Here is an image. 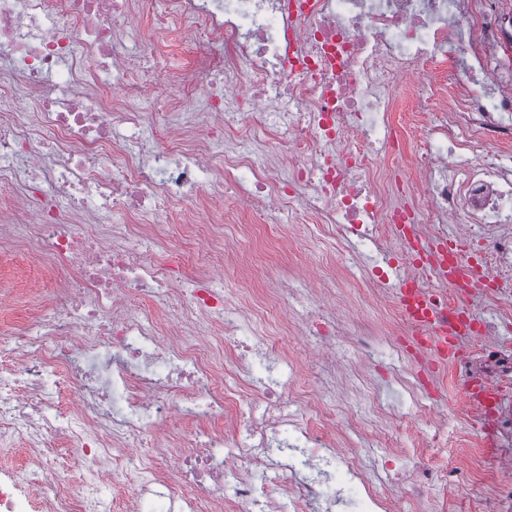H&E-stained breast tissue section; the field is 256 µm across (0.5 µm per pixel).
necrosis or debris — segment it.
<instances>
[{
	"label": "necrosis or debris",
	"instance_id": "4bbe7bcc",
	"mask_svg": "<svg viewBox=\"0 0 512 512\" xmlns=\"http://www.w3.org/2000/svg\"><path fill=\"white\" fill-rule=\"evenodd\" d=\"M179 28L192 47L182 68L150 67L125 39L161 56ZM512 9L504 0H0V191L22 192L28 254L60 277L33 328L0 335V445L25 443L26 478L0 465V512H198L232 480L243 512H393L430 487L427 467L392 448L372 465L349 442L353 414L319 397V378H273L297 336L309 363L343 378V395L369 394L379 344L419 370L410 417L447 423L431 400L432 325L460 333L452 360L469 388L476 440L449 465L460 485L437 493L440 512H512V351L476 316V303L512 296ZM180 109L165 111L171 97ZM415 110L397 124L402 102ZM24 157L23 168L13 158ZM182 223L212 216L269 224L288 214L294 240L318 225L337 245H388L386 267L422 299L395 298L389 331L344 318L324 302L300 317L280 298L213 284L216 254L235 233L204 237L207 262L190 271L179 248L144 251L170 205ZM112 220V235L99 221ZM436 244L455 227L482 288L462 292L415 264L424 225ZM167 314L144 308L163 286ZM236 351L239 377L220 382L215 328ZM360 350L342 365L338 340ZM75 402L62 404L63 386ZM223 417V430L186 431L185 419ZM95 464L63 488L46 477L56 441ZM179 449L160 474L155 450ZM301 460V477L271 487L255 470ZM394 470L391 489L379 470ZM124 491L114 500L113 489Z\"/></svg>",
	"mask_w": 512,
	"mask_h": 512
}]
</instances>
